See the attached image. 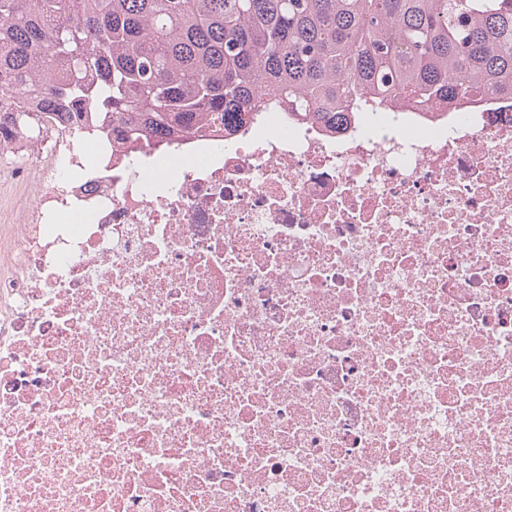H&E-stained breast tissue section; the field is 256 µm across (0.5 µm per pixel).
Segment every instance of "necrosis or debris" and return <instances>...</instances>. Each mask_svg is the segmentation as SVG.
Listing matches in <instances>:
<instances>
[{"instance_id":"necrosis-or-debris-1","label":"necrosis or debris","mask_w":512,"mask_h":512,"mask_svg":"<svg viewBox=\"0 0 512 512\" xmlns=\"http://www.w3.org/2000/svg\"><path fill=\"white\" fill-rule=\"evenodd\" d=\"M0 102V512H512V95L148 157Z\"/></svg>"}]
</instances>
